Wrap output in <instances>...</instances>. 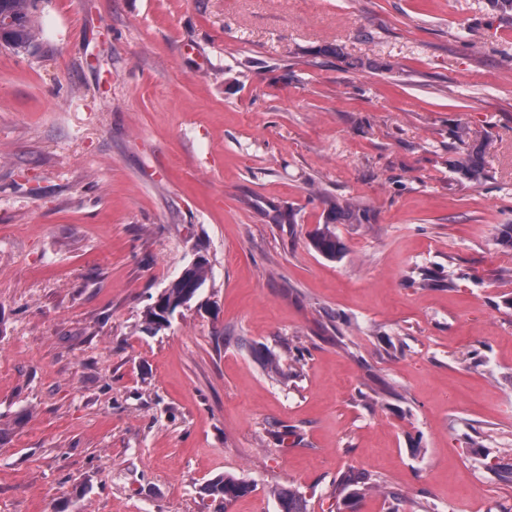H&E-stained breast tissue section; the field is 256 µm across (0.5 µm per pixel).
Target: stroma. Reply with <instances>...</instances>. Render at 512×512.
<instances>
[{
  "label": "stroma",
  "mask_w": 512,
  "mask_h": 512,
  "mask_svg": "<svg viewBox=\"0 0 512 512\" xmlns=\"http://www.w3.org/2000/svg\"><path fill=\"white\" fill-rule=\"evenodd\" d=\"M0 47V512H512V17L37 0ZM489 137L460 180L458 130ZM345 246L309 235L329 199ZM209 308L143 331L195 256ZM276 355L282 374L267 372ZM35 0H0L1 22L11 20L10 31L3 35L5 47L20 54L29 51L36 43L37 32L32 24ZM329 205V218L331 221H326L321 227H317L310 235V244L315 251L329 260L340 259L344 253V246L336 236L333 224L336 220V214L346 212L350 218L358 224H362L364 217V209L357 202H340L339 200H330ZM253 486L247 481L233 477V476H221L213 479L207 485V492L212 501L217 505V511L215 512H227L228 507L232 503L248 493L252 492ZM279 504V512H307L306 498L297 488L291 486L272 491Z\"/></svg>",
  "instance_id": "obj_1"
}]
</instances>
